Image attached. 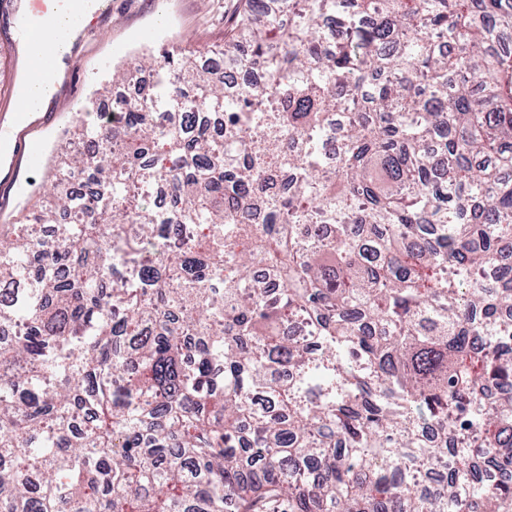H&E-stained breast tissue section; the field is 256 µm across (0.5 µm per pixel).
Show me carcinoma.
Segmentation results:
<instances>
[{"label": "carcinoma", "mask_w": 512, "mask_h": 512, "mask_svg": "<svg viewBox=\"0 0 512 512\" xmlns=\"http://www.w3.org/2000/svg\"><path fill=\"white\" fill-rule=\"evenodd\" d=\"M509 31L512 0H245L224 65L265 77L115 69L153 80L0 225V512H512L479 473L512 398L478 393L512 386Z\"/></svg>", "instance_id": "1"}]
</instances>
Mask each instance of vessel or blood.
<instances>
[{
    "label": "vessel or blood",
    "instance_id": "obj_1",
    "mask_svg": "<svg viewBox=\"0 0 512 512\" xmlns=\"http://www.w3.org/2000/svg\"><path fill=\"white\" fill-rule=\"evenodd\" d=\"M77 10L99 14L100 0H26L25 11L20 20V33L37 48L33 73L37 74L54 66L57 60L55 41L43 35L45 18L56 13Z\"/></svg>",
    "mask_w": 512,
    "mask_h": 512
}]
</instances>
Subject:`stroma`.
I'll return each instance as SVG.
<instances>
[{
  "label": "stroma",
  "instance_id": "stroma-1",
  "mask_svg": "<svg viewBox=\"0 0 512 512\" xmlns=\"http://www.w3.org/2000/svg\"><path fill=\"white\" fill-rule=\"evenodd\" d=\"M24 0L0 6V127L11 124L18 109L22 77L29 61L18 37ZM243 0H105L103 16L83 27L64 61L57 91L33 121L15 132L12 174L0 169V186L14 184L0 195V224L20 221L25 207L46 183L45 167H31L30 142L43 144L44 159L61 148V133L93 92L112 77L114 68L156 46L219 49Z\"/></svg>",
  "mask_w": 512,
  "mask_h": 512
}]
</instances>
